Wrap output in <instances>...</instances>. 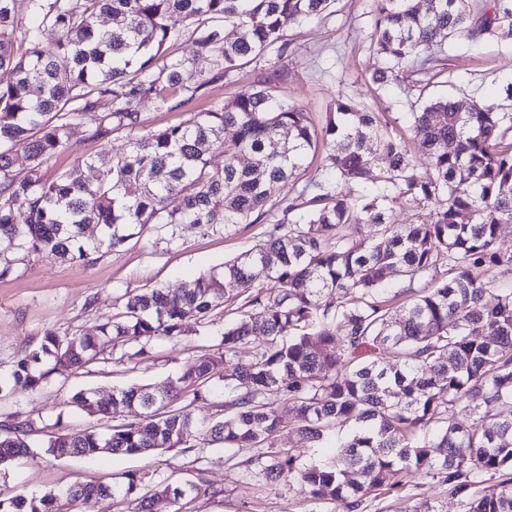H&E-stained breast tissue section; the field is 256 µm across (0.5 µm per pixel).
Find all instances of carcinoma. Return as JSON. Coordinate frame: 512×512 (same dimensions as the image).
Segmentation results:
<instances>
[{
    "instance_id": "obj_1",
    "label": "carcinoma",
    "mask_w": 512,
    "mask_h": 512,
    "mask_svg": "<svg viewBox=\"0 0 512 512\" xmlns=\"http://www.w3.org/2000/svg\"><path fill=\"white\" fill-rule=\"evenodd\" d=\"M18 2L0 0V68L13 72L0 87V251L90 264L148 231L172 241L181 224L226 234L268 224L223 271L178 291L127 292L122 312L80 334L48 332L24 351L0 376V395L35 392L50 375L96 360L106 344H134L147 357L154 340L173 343L215 314L232 316L224 349L190 364L177 382L161 392L122 389L98 404L97 413H122L125 422L106 434L57 433L44 451L150 454L181 446L197 427L229 462L252 451L237 461L246 478L275 489L301 481L311 501L346 512L418 473L448 486L467 512H512V419L494 413L512 399V288L485 299L487 273L512 272V245L499 234L512 224V77L483 104L463 92L434 98L429 88L449 75L428 54L446 41L511 36L512 0H372L370 48L383 66L370 80L416 96L409 139L385 114L342 100L318 127L270 82L139 133L143 101L168 110L174 95L285 49L287 31L333 0H27L41 25L60 32L54 50L36 30L17 35ZM104 14L116 26L100 27ZM174 14L195 25L196 55L216 63L206 81L186 60L156 66ZM73 126L95 143L126 132L130 153L86 155L92 181L75 170L43 178L44 158L63 149ZM412 143L429 170H417ZM16 147L32 161L24 177L12 169ZM215 150L224 154L221 167L210 165ZM321 150L327 176L302 180L308 157ZM396 206L416 222L390 223ZM85 224L101 227L99 239L83 240ZM363 226L369 234L349 232ZM392 277L425 285L396 307L384 295ZM259 331L265 344L224 377V418L198 423L189 405L171 407L188 389L192 401L202 399V387ZM387 350L395 363H384ZM283 396L286 409L277 406ZM288 428L308 447L334 453L299 460L276 447ZM30 432L22 421L4 425L0 467L31 452ZM141 486L142 476L128 473L0 500V512H60L63 497L88 504L104 493L133 503V512H179L180 501L207 491L200 476L160 481L149 494Z\"/></svg>"
}]
</instances>
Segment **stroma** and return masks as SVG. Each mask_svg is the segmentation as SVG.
<instances>
[{
  "label": "stroma",
  "mask_w": 512,
  "mask_h": 512,
  "mask_svg": "<svg viewBox=\"0 0 512 512\" xmlns=\"http://www.w3.org/2000/svg\"><path fill=\"white\" fill-rule=\"evenodd\" d=\"M370 9L371 0H335L330 14L289 30L285 53L268 51L244 70L210 81L194 95L175 97L171 110L160 112L152 102L142 103L143 129L177 123L214 104L249 95L259 82L268 79L279 84L285 100L311 112L316 123H323L342 99L389 113L397 124L408 126L410 98L403 88L391 84L377 90L369 81L371 71L381 64L370 48ZM168 24L173 38L166 59L190 60L197 73L209 77L211 60L193 54L192 26L179 15L172 16ZM433 52L447 57L449 68L461 70L458 89L480 103L497 92L501 79L512 76V37L472 47L442 45ZM100 148L112 157L126 156L128 136L120 133L96 144L88 141L83 128H72L65 149L44 161L41 173L51 179L76 169L83 179L94 180V170L78 166L77 161ZM261 232V225L255 224L228 236L221 232L206 235L197 225L183 224L175 243H167L163 233L151 232L106 251L90 265L0 252V262H10L14 269L11 279L0 281V375H8L17 358L36 348L45 333L65 336L81 332L121 311L122 296L129 291L186 287L255 246ZM223 328V315H216L212 325L188 332L178 344L154 342L147 358L136 356L131 345L108 347L101 359L74 374L50 376L36 392L17 390L0 397V424L15 417L25 420L32 428L29 439L35 445L32 454L0 470V499L41 495L134 471L149 487L164 478L185 482L204 476L207 493L182 501L180 512H311L303 484L274 490L244 479L240 467L226 461L223 448L200 447L195 433L187 436V448L149 455L102 453L91 458H56L41 447L55 432L88 428L107 433L122 423V416L107 419L77 408L71 398L79 390H92L98 400L106 401L119 389L163 386L176 380L188 364L217 351ZM425 500L435 503L439 512H465L460 498L447 486L421 474L408 478L397 491L367 495L357 512H409L412 505Z\"/></svg>",
  "instance_id": "1"
}]
</instances>
